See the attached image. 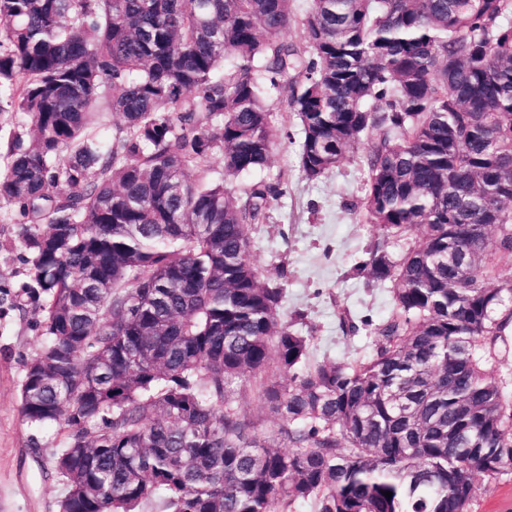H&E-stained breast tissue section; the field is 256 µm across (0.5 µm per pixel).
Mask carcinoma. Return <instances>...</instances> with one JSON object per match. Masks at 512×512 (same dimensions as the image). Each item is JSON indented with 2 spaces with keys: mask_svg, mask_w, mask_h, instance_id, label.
I'll return each mask as SVG.
<instances>
[{
  "mask_svg": "<svg viewBox=\"0 0 512 512\" xmlns=\"http://www.w3.org/2000/svg\"><path fill=\"white\" fill-rule=\"evenodd\" d=\"M293 2L0 0V114L28 121L0 203L44 300L20 411L66 431L60 512H470L512 468L485 370L512 331V0H311L303 48ZM283 94L304 178L367 143L381 235L353 270L394 307L364 359L310 361L246 231L279 184L227 187L267 166ZM272 363L287 450L229 400Z\"/></svg>",
  "mask_w": 512,
  "mask_h": 512,
  "instance_id": "1",
  "label": "carcinoma"
}]
</instances>
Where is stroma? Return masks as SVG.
<instances>
[{
  "instance_id": "35a3bbf8",
  "label": "stroma",
  "mask_w": 512,
  "mask_h": 512,
  "mask_svg": "<svg viewBox=\"0 0 512 512\" xmlns=\"http://www.w3.org/2000/svg\"><path fill=\"white\" fill-rule=\"evenodd\" d=\"M271 120L282 137L262 178L278 182L282 193L272 200L261 224H251L253 263L265 278L284 289L283 319L303 312L302 333L312 336L315 361H350L370 355L376 344L371 325L391 312L388 287L355 275L367 246L378 236L375 226L362 223L356 209L364 194L365 146L343 159L326 177L310 181L298 166L299 128L284 98L271 102ZM10 206L0 204V512H59L65 495L54 461L65 432L26 423L20 394L26 365L42 345L37 328L41 301L28 289L29 274L21 257ZM366 321L367 329L343 335L340 313ZM273 367L233 387L232 404L252 422L262 443L284 447L282 421L259 396V384L283 383ZM472 512H512V470L494 479H479Z\"/></svg>"
}]
</instances>
